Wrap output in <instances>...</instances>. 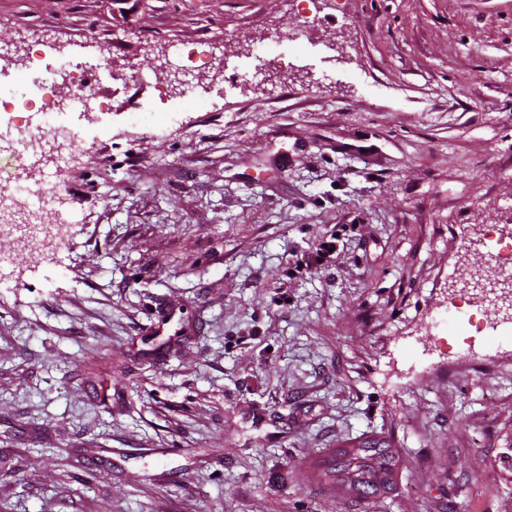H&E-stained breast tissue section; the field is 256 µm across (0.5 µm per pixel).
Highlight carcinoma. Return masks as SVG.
Returning a JSON list of instances; mask_svg holds the SVG:
<instances>
[{"mask_svg":"<svg viewBox=\"0 0 512 512\" xmlns=\"http://www.w3.org/2000/svg\"><path fill=\"white\" fill-rule=\"evenodd\" d=\"M400 458L379 441H369L350 448H338L320 471V479L355 494L366 488L385 492L393 484Z\"/></svg>","mask_w":512,"mask_h":512,"instance_id":"carcinoma-1","label":"carcinoma"}]
</instances>
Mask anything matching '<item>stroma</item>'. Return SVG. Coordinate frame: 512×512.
<instances>
[{
  "label": "stroma",
  "mask_w": 512,
  "mask_h": 512,
  "mask_svg": "<svg viewBox=\"0 0 512 512\" xmlns=\"http://www.w3.org/2000/svg\"><path fill=\"white\" fill-rule=\"evenodd\" d=\"M201 41L206 106L158 100ZM5 45L95 97L65 164L0 144L76 220L0 228V512H512V320L464 358L445 321L512 239V0H0ZM374 440L387 493L310 479ZM214 47L207 42H200L195 47L182 52L180 64L175 66L183 71H192L196 68L206 67L217 63Z\"/></svg>",
  "instance_id": "obj_1"
}]
</instances>
